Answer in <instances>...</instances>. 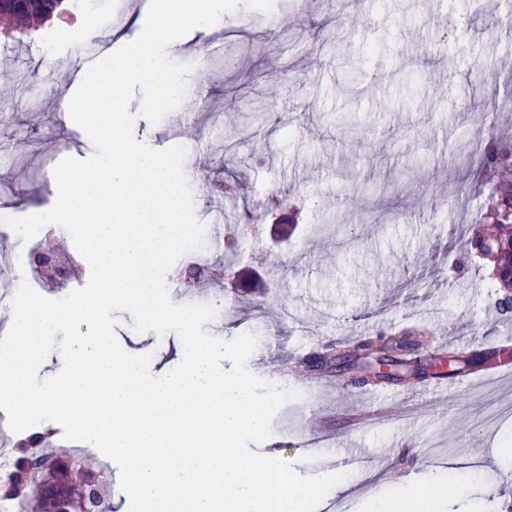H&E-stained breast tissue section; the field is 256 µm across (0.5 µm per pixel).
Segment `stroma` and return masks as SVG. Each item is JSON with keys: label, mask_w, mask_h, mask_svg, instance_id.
<instances>
[{"label": "stroma", "mask_w": 512, "mask_h": 512, "mask_svg": "<svg viewBox=\"0 0 512 512\" xmlns=\"http://www.w3.org/2000/svg\"><path fill=\"white\" fill-rule=\"evenodd\" d=\"M365 24L347 23L349 14ZM512 14L507 0H274L271 12L246 6L225 14L224 24L192 33L173 61L190 65L187 95L159 123L139 116L133 97V134L153 148L187 147L191 174L225 180L249 164V197L218 199L191 182L195 213L240 237L238 264L215 277L223 245L203 249L195 263L205 271L196 289L177 286L185 260L169 271L171 301L189 303L192 292L223 299V321L206 323L214 338L255 336L248 370L295 391L256 445L291 464L298 475L334 473L337 448H358L370 480L339 493L347 508L402 480L435 468L496 464V492L479 505L450 512H506L512 505V471L500 468L512 448V372L471 383L492 362L512 359V309L490 288L485 265L467 258L469 229L484 203L473 185L472 142L494 132L512 139ZM297 27L280 36L282 17ZM320 17L310 26L309 17ZM73 13L58 26L80 24ZM53 22L24 39L0 29V202L14 216L50 209L58 195L52 175L64 158L85 159V139L55 127L51 105L71 85L60 58L80 66L84 46L50 55L41 38ZM221 40L222 52L209 51ZM266 42L288 75L267 87L258 75L266 58L251 46ZM206 64L222 66L208 79ZM244 134L225 141V131ZM279 204L257 221L256 235L239 236L246 211L270 193ZM114 332L131 354H149L150 372L174 359L181 346L173 332H137L129 312L116 314ZM413 323L431 333L430 346L456 356L455 381L417 390L408 381L378 389L362 384L346 366L313 375L305 384L286 370L328 342L343 345L377 330L394 333ZM378 406L390 416L351 431L349 415Z\"/></svg>", "instance_id": "obj_1"}]
</instances>
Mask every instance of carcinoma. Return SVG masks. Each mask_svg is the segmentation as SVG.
<instances>
[{
    "label": "carcinoma",
    "mask_w": 512,
    "mask_h": 512,
    "mask_svg": "<svg viewBox=\"0 0 512 512\" xmlns=\"http://www.w3.org/2000/svg\"><path fill=\"white\" fill-rule=\"evenodd\" d=\"M64 0H0V20L5 19L17 24L34 21H48L59 10ZM479 175L484 180L479 184V192L485 195L483 216L474 225L468 241V256L485 258L484 240L495 241L494 260L496 270L492 272L494 284L503 288H512V140L501 139L493 134L486 139V146L480 160ZM202 185L214 194L239 196L245 193L246 185L239 178L233 184L222 181H209V176L201 178ZM55 230L44 229V234L37 249L49 250L56 264L63 268L68 265L54 251ZM239 240L224 241L222 255V272L226 273L236 264ZM421 344L408 335L391 336L380 332L357 342L348 351L338 354L336 348L326 346L324 349L304 362L307 370H326L332 368L336 361L350 363L363 370L361 381H380L390 379L393 373H382L378 366L387 365L395 370L410 364H422L424 359L413 356ZM47 433H31L16 440L13 448L14 462L9 474L0 477V499L11 501L19 506L20 512H40L35 499L30 495L31 486L40 482L54 485L56 473L53 463L59 457H73L76 463L77 480L71 483L69 494L77 492L80 480L88 472L95 470L92 459L81 454H73L66 448H45ZM110 482L102 478L99 493L92 498L94 512H109Z\"/></svg>",
    "instance_id": "1"
}]
</instances>
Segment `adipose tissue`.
<instances>
[{
  "instance_id": "ef3b65f1",
  "label": "adipose tissue",
  "mask_w": 512,
  "mask_h": 512,
  "mask_svg": "<svg viewBox=\"0 0 512 512\" xmlns=\"http://www.w3.org/2000/svg\"><path fill=\"white\" fill-rule=\"evenodd\" d=\"M494 491L492 475H478L468 470L455 471L452 478L426 476L414 485H400L383 497L365 500V512H443L448 501L468 497L474 482Z\"/></svg>"
}]
</instances>
